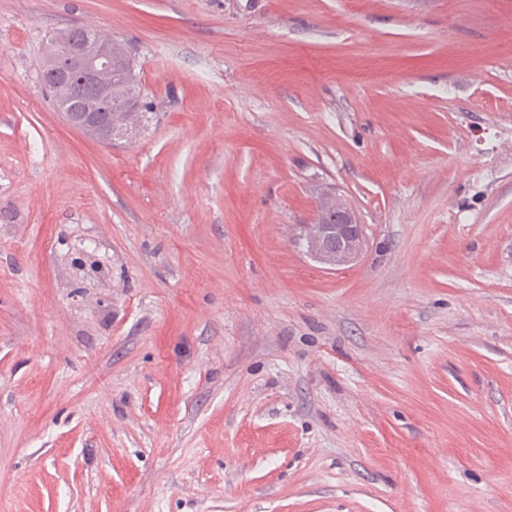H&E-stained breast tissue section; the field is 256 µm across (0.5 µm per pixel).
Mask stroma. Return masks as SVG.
Segmentation results:
<instances>
[{"label":"stroma","instance_id":"obj_1","mask_svg":"<svg viewBox=\"0 0 512 512\" xmlns=\"http://www.w3.org/2000/svg\"><path fill=\"white\" fill-rule=\"evenodd\" d=\"M0 512H512V0H0ZM72 37L62 36L56 42V65L47 75L48 84L64 87L52 92L56 96L57 108L65 120L73 127L97 138L101 143L112 145V139L116 136L127 134H115L112 127L121 132L132 134L142 123L146 112L141 111V105L137 110L117 108L112 111V100L120 101L129 98L132 90L139 95L142 91L133 66L132 82H128L122 76L129 72V65L124 63V68L117 67L112 51L119 56H126L133 62L131 53L118 42L109 38H102L112 49L103 45L96 31L88 28H74ZM112 70L116 74L112 77ZM108 72L113 82H108V76L101 74ZM122 74V76H121ZM100 76V81H99ZM103 82V83H102ZM140 89L137 90V89ZM322 219L314 224L297 225V241L306 252L328 270H341L363 253L367 239L364 224L355 212L336 195H327L320 202Z\"/></svg>","mask_w":512,"mask_h":512}]
</instances>
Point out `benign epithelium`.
Wrapping results in <instances>:
<instances>
[{"instance_id": "benign-epithelium-1", "label": "benign epithelium", "mask_w": 512, "mask_h": 512, "mask_svg": "<svg viewBox=\"0 0 512 512\" xmlns=\"http://www.w3.org/2000/svg\"><path fill=\"white\" fill-rule=\"evenodd\" d=\"M56 65L47 75L48 84L63 87L65 96L57 108L73 127L110 145L112 132V84L99 81L103 72L125 75L129 65L117 67L112 49L103 45L96 31L74 28L71 36L56 42ZM297 241L306 252L328 270H341L363 253L367 239L364 225L355 212L336 200V220L316 219L312 224L297 225Z\"/></svg>"}]
</instances>
